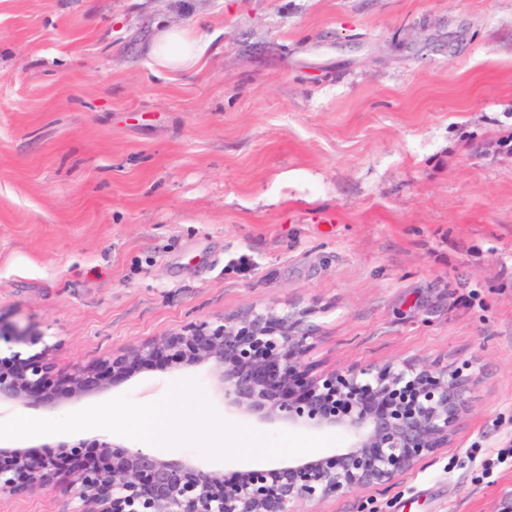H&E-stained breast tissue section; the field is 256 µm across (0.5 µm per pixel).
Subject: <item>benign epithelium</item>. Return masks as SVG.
I'll list each match as a JSON object with an SVG mask.
<instances>
[{"label":"benign epithelium","instance_id":"benign-epithelium-1","mask_svg":"<svg viewBox=\"0 0 512 512\" xmlns=\"http://www.w3.org/2000/svg\"><path fill=\"white\" fill-rule=\"evenodd\" d=\"M315 329L288 311L248 310L113 353L92 365L55 371L47 347L24 357L0 356V403L50 405L81 398L143 368L208 364L224 408L262 423L306 431H339L347 445L280 468L203 471L120 442L62 446L70 461L0 448V497L27 496L54 485L61 471L79 499L76 512H298L360 489L387 485L425 456L448 447L465 411L472 375L464 369L385 364L315 371L305 362ZM41 342L26 329L0 324V341ZM98 448L92 461L83 448Z\"/></svg>","mask_w":512,"mask_h":512}]
</instances>
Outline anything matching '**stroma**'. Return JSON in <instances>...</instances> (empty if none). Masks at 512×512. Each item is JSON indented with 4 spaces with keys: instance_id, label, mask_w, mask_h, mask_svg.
<instances>
[{
    "instance_id": "35a3bbf8",
    "label": "stroma",
    "mask_w": 512,
    "mask_h": 512,
    "mask_svg": "<svg viewBox=\"0 0 512 512\" xmlns=\"http://www.w3.org/2000/svg\"><path fill=\"white\" fill-rule=\"evenodd\" d=\"M165 23L196 66L152 60ZM268 306L306 312L320 370L474 374L448 447L319 512L512 507V0H0V324L65 370ZM188 379L253 426L205 364L0 421Z\"/></svg>"
}]
</instances>
